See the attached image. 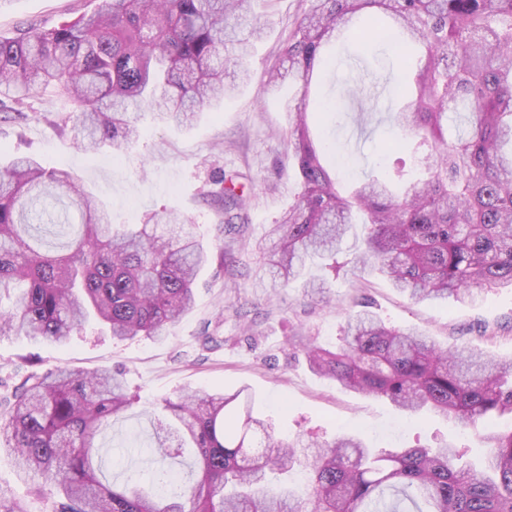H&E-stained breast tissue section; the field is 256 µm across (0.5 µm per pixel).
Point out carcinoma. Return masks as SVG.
Wrapping results in <instances>:
<instances>
[{
    "label": "carcinoma",
    "instance_id": "carcinoma-1",
    "mask_svg": "<svg viewBox=\"0 0 512 512\" xmlns=\"http://www.w3.org/2000/svg\"><path fill=\"white\" fill-rule=\"evenodd\" d=\"M267 0H102L92 14L0 38V92L21 106L42 85L76 105L64 124L81 144L122 153L138 135L146 104L161 124L188 126L213 101L249 80L243 60L265 33ZM401 49L394 81L404 103L388 119L410 139L425 176L404 165L349 187L334 180L311 135L307 96L325 43L363 13ZM232 66L226 75L224 69ZM268 85L292 80L301 98L289 109L288 146L301 177L295 204L270 230V268L287 282L305 259L349 247L356 276L377 270L413 299L465 301L474 291L512 287V0H305L294 31L268 71ZM354 122L374 112L364 89H347ZM251 178L221 172L224 231H243ZM62 194L79 212L74 235L51 253L39 234L46 196ZM187 214L156 213L116 229L107 209L72 172L30 158L0 167V334L59 346L90 318L127 340L161 338L194 303V279L208 252ZM305 297L327 299L308 281ZM344 345L331 351L297 330L289 345L310 369L348 391L388 401L409 416L433 412L471 430L486 454L462 465L446 441L399 451L371 447L359 430L329 441L278 436L252 414L243 391L191 390L163 402L179 443L159 440L150 481L109 482L96 440L130 408L119 371L56 368L27 377L0 409V445L25 475L59 500L54 512H512V429L487 423L512 416V360L468 346L444 348L417 331L386 326L369 310L350 314ZM192 448L198 477L156 497L169 461ZM305 466L307 499L274 474Z\"/></svg>",
    "mask_w": 512,
    "mask_h": 512
}]
</instances>
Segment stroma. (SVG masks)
<instances>
[{"label":"stroma","instance_id":"35a3bbf8","mask_svg":"<svg viewBox=\"0 0 512 512\" xmlns=\"http://www.w3.org/2000/svg\"><path fill=\"white\" fill-rule=\"evenodd\" d=\"M101 3L7 0L0 6V35L14 36L29 24L51 28L93 13ZM300 10L301 0H272L265 18L267 34L248 61L251 79L234 96L204 111L188 128L158 124L150 108H143L139 137L120 155L86 149L70 129L59 127L72 105L54 87L39 89L26 120L0 112V165L26 155L46 167L70 169L111 208L116 224H141L165 209L192 215L198 238L211 250L209 264L197 276L193 308L165 330L162 340L140 336L117 341L93 320L64 347L0 335V398L33 371L67 367L122 372L136 402L98 440L106 474L115 483L143 468L139 450L155 441L159 422L167 418L164 399L199 388H248L255 411L285 438L329 440L345 426L390 451L434 447L451 438L465 460L478 455L469 430L453 429L439 417H410L383 401L346 391L314 374L288 345L292 330L299 328L316 344L338 348L347 314L365 302L391 326L424 331L444 345L464 342L512 357L509 287L483 292L471 304L417 302L380 274H335L330 257L307 263L301 279L286 284L272 280L268 229L300 191L287 145L288 107L299 92L292 82L269 88L267 70L277 63ZM329 55L318 79L319 106L310 121L318 126L340 176L387 170L396 158L392 146L399 133L384 121L358 128L342 90L353 81L367 88L383 85L374 109L394 110L399 99L389 77L397 70V54L363 26L338 39ZM223 171L252 178L248 224L240 237L222 234L219 207L210 196ZM313 277L329 283L328 302L305 300L302 282ZM38 483V478L20 473L11 455L0 452L1 498L24 502L27 512H53L49 493L34 494Z\"/></svg>","mask_w":512,"mask_h":512}]
</instances>
